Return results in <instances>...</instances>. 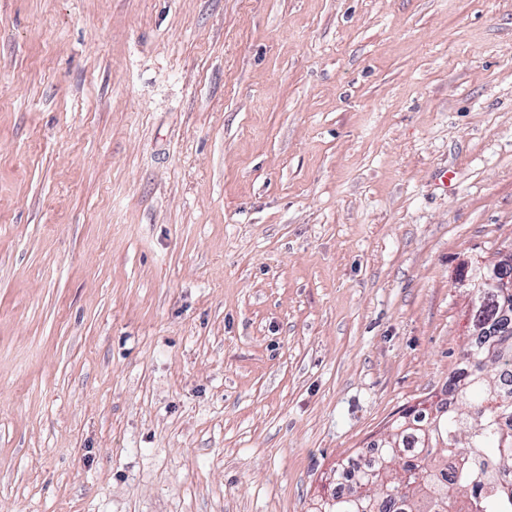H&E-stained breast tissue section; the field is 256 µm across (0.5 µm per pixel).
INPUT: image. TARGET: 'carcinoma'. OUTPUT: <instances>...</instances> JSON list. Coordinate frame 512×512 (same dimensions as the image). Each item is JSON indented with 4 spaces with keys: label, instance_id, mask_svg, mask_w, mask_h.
I'll return each mask as SVG.
<instances>
[{
    "label": "carcinoma",
    "instance_id": "obj_1",
    "mask_svg": "<svg viewBox=\"0 0 512 512\" xmlns=\"http://www.w3.org/2000/svg\"><path fill=\"white\" fill-rule=\"evenodd\" d=\"M474 320L481 341L463 348L466 370L453 378L447 410L419 403L403 411L377 444L366 466L336 464V493L317 502L314 512H512V487L480 499L476 486L491 482L492 470L512 469V328L501 318L512 313V294L475 289ZM457 461L451 474L448 459Z\"/></svg>",
    "mask_w": 512,
    "mask_h": 512
}]
</instances>
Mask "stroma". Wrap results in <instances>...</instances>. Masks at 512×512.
Here are the masks:
<instances>
[{"instance_id": "35a3bbf8", "label": "stroma", "mask_w": 512, "mask_h": 512, "mask_svg": "<svg viewBox=\"0 0 512 512\" xmlns=\"http://www.w3.org/2000/svg\"><path fill=\"white\" fill-rule=\"evenodd\" d=\"M509 249L512 0H0V512H312Z\"/></svg>"}]
</instances>
